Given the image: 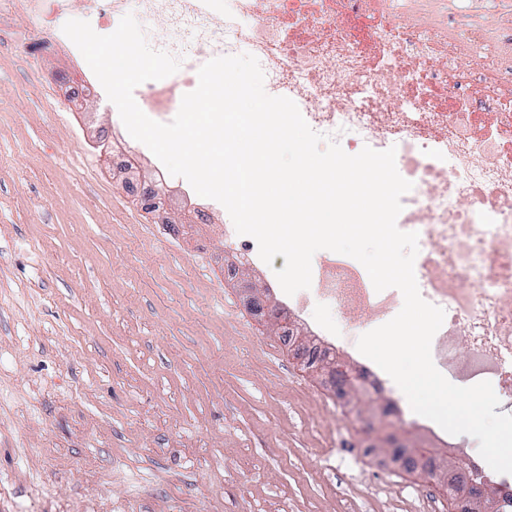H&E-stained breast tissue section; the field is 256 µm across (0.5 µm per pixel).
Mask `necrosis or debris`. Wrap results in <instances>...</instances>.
I'll list each match as a JSON object with an SVG mask.
<instances>
[{
  "label": "necrosis or debris",
  "instance_id": "obj_1",
  "mask_svg": "<svg viewBox=\"0 0 512 512\" xmlns=\"http://www.w3.org/2000/svg\"><path fill=\"white\" fill-rule=\"evenodd\" d=\"M82 2L102 31L136 15L158 49L181 58L177 73L134 91L156 121L175 117L204 62L245 52L259 60L266 92L292 99L346 153L396 147L397 170L413 184L397 226L417 233L420 294L445 312L433 360L491 382L512 408V0ZM68 8L0 0L1 17L27 18L14 40L31 62L68 45L57 23ZM317 302L337 309L340 335L352 337L391 320L403 296L376 291L360 262L332 253L288 313L307 318Z\"/></svg>",
  "mask_w": 512,
  "mask_h": 512
}]
</instances>
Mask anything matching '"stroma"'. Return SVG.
Returning a JSON list of instances; mask_svg holds the SVG:
<instances>
[{
	"instance_id": "35a3bbf8",
	"label": "stroma",
	"mask_w": 512,
	"mask_h": 512,
	"mask_svg": "<svg viewBox=\"0 0 512 512\" xmlns=\"http://www.w3.org/2000/svg\"><path fill=\"white\" fill-rule=\"evenodd\" d=\"M85 64L0 45V512H456L254 316V285L287 307L284 257L225 279L223 206L164 175L106 94L71 101L46 80ZM98 135L207 221L144 210ZM337 322L317 304L296 328L369 367ZM385 395L390 433L479 460L414 420L394 381Z\"/></svg>"
}]
</instances>
